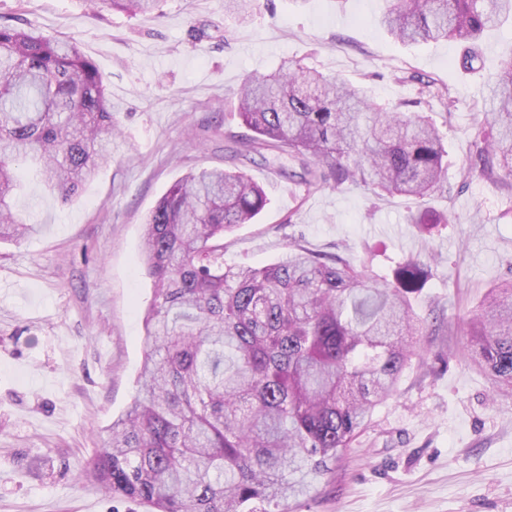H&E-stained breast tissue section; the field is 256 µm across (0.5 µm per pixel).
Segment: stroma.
Instances as JSON below:
<instances>
[{
  "instance_id": "35a3bbf8",
  "label": "stroma",
  "mask_w": 512,
  "mask_h": 512,
  "mask_svg": "<svg viewBox=\"0 0 512 512\" xmlns=\"http://www.w3.org/2000/svg\"><path fill=\"white\" fill-rule=\"evenodd\" d=\"M386 0H258L238 24L224 0H162L135 18L108 0H0V25L73 42L112 100V161L61 204L18 165V213L38 225L0 242V512H148L108 497L84 474L135 395L153 283L144 222L171 184L236 167L260 184L265 209L224 239L228 265L265 266L289 245L384 275L429 265L410 302L423 321L395 395L352 448L311 478L287 512H512V397L469 367L464 328L488 288L512 277V178L468 169V130L487 121L486 84L512 58V24L487 33L480 71L458 66L454 42L402 45L380 29ZM363 86L382 103L436 97L449 192L422 201L363 188L313 189L260 156L231 160L237 122L224 109L246 76L281 58ZM425 210L450 222L422 238Z\"/></svg>"
}]
</instances>
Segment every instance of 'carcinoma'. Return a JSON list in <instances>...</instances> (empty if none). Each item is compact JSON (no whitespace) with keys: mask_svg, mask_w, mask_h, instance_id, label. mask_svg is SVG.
Wrapping results in <instances>:
<instances>
[{"mask_svg":"<svg viewBox=\"0 0 512 512\" xmlns=\"http://www.w3.org/2000/svg\"><path fill=\"white\" fill-rule=\"evenodd\" d=\"M131 16L159 0H110ZM255 0H224L239 20ZM512 20V0H392L380 24L394 39H452L478 69L484 34ZM492 136L470 131V165L512 176V58L490 83ZM409 104L379 105L336 76L284 59L244 81L230 113L251 135L239 153L299 161L314 188L351 183L376 196L423 200L443 188V136ZM112 101L80 50L0 25V240L33 225L13 212L14 163L36 167L64 204L112 159ZM267 204L242 172L191 171L149 213L143 237L153 297L151 344L127 410L112 420L90 476L114 498L152 512H286L392 396L421 324L410 296L427 264L398 263L379 278L339 256L289 246L278 262L224 265V236ZM449 215L413 218L418 232ZM465 355L498 392L512 391V281L490 288L470 323Z\"/></svg>","mask_w":512,"mask_h":512,"instance_id":"obj_1","label":"carcinoma"}]
</instances>
